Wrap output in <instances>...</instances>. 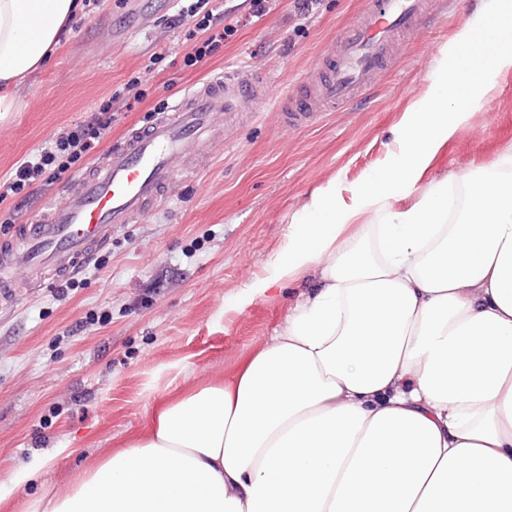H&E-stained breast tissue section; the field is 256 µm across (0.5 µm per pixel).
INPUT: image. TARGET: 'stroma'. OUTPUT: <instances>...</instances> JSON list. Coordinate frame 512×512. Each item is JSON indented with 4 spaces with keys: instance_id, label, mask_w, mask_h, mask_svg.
<instances>
[{
    "instance_id": "stroma-1",
    "label": "stroma",
    "mask_w": 512,
    "mask_h": 512,
    "mask_svg": "<svg viewBox=\"0 0 512 512\" xmlns=\"http://www.w3.org/2000/svg\"><path fill=\"white\" fill-rule=\"evenodd\" d=\"M480 0H436L413 30L391 33L381 77L359 100L288 124L274 107L246 103L214 123L191 172L179 173L152 211L113 226L108 244L70 277L11 271L0 297V512H33L65 493L85 468L144 430L160 399L235 372L285 325L314 280L238 299L268 278L291 224L320 188L337 195L373 178L393 148L402 113L438 77L434 63ZM237 30L188 67V26L178 0H88L49 62L19 90V111L0 114V179L64 128L98 113L116 89L144 79L148 96L115 113L98 146L69 172L0 204V240L31 221L77 173L130 132L223 76L262 78L271 97L295 95L319 73L368 0H320L303 15L274 0L251 21L250 0H213ZM492 97L461 126L426 176L489 167L512 148V70L490 72Z\"/></svg>"
}]
</instances>
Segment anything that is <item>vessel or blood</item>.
Here are the masks:
<instances>
[{
	"label": "vessel or blood",
	"instance_id": "vessel-or-blood-1",
	"mask_svg": "<svg viewBox=\"0 0 512 512\" xmlns=\"http://www.w3.org/2000/svg\"><path fill=\"white\" fill-rule=\"evenodd\" d=\"M432 0H370L361 21L340 38L324 74L302 95L278 109L295 122L356 98L380 77L390 32L417 26ZM261 81L217 77L188 94L166 115L133 131L106 158L74 179L58 201L48 202L31 222L19 225L21 252L0 242V265L22 262L31 272H67L89 261L113 226L132 224L148 213L172 184L182 161L208 140L215 119L247 101L264 97Z\"/></svg>",
	"mask_w": 512,
	"mask_h": 512
}]
</instances>
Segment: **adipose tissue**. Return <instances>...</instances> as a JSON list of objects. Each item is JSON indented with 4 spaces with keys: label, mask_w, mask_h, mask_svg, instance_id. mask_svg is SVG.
Wrapping results in <instances>:
<instances>
[{
    "label": "adipose tissue",
    "mask_w": 512,
    "mask_h": 512,
    "mask_svg": "<svg viewBox=\"0 0 512 512\" xmlns=\"http://www.w3.org/2000/svg\"><path fill=\"white\" fill-rule=\"evenodd\" d=\"M81 0H0V112ZM512 69V0L453 40L400 151L350 200L313 196L250 304L319 280L230 377L158 402L146 433L43 512H512V151L396 204Z\"/></svg>",
    "instance_id": "obj_1"
}]
</instances>
